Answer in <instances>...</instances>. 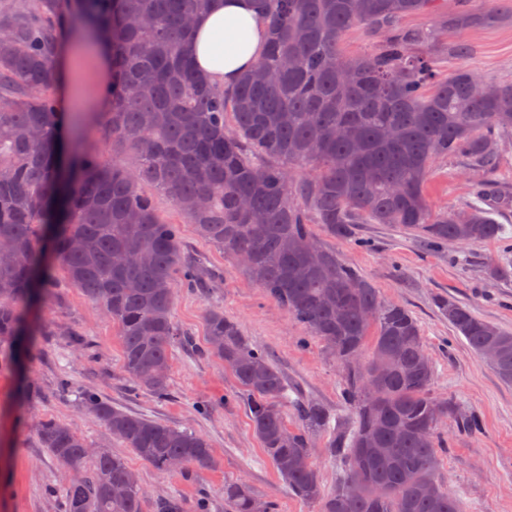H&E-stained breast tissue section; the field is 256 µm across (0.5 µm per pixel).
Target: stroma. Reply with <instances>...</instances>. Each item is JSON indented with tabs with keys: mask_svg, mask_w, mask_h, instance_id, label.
Here are the masks:
<instances>
[{
	"mask_svg": "<svg viewBox=\"0 0 512 512\" xmlns=\"http://www.w3.org/2000/svg\"><path fill=\"white\" fill-rule=\"evenodd\" d=\"M499 13L494 25L449 31L448 43H467L470 62L485 79H512V0H483ZM69 57L65 87L53 91L63 111L79 108L72 119V144L104 157H117L126 167L137 164L128 148L114 144L107 132L99 87L98 52L76 36L66 37ZM475 171L456 158L437 160L424 187L433 209L471 200ZM159 212L180 231L181 252L210 276L205 289L178 286L173 319L192 346L177 349L170 363L166 400L137 388L124 372L118 327L65 279H57L35 310L42 328L31 349L16 358L0 351V512H62V490L71 472L43 448L36 432L40 419L71 426L93 446L108 447L140 476L143 512H155L158 500L174 496L182 512H197L206 497L208 512H224V486L243 484L257 499L274 501L277 512H315L312 504L289 493L262 450L250 414L230 371L206 356L205 312L214 305L235 321L252 345L268 352L288 385L319 403L337 424L352 422L341 398V373L323 343L306 339L302 325L265 296L232 259L201 239L184 223L164 195H156ZM496 219L508 241L435 247L415 233L393 224H356L345 238L331 237L322 226L320 241L369 277L381 297L406 307L417 319L426 352L436 369L434 394L474 416L480 429L470 432L456 419L441 429L446 448L440 480L462 503L463 512H512V384L468 348L441 314L438 303L455 300L479 318L512 334V274L493 272V264L512 262V204ZM69 389H62L61 381ZM94 390L125 410L203 435L210 442L215 466L196 470L159 471L142 462L84 409L78 394Z\"/></svg>",
	"mask_w": 512,
	"mask_h": 512,
	"instance_id": "35a3bbf8",
	"label": "stroma"
}]
</instances>
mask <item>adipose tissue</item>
<instances>
[{"mask_svg":"<svg viewBox=\"0 0 512 512\" xmlns=\"http://www.w3.org/2000/svg\"><path fill=\"white\" fill-rule=\"evenodd\" d=\"M253 4L254 0H210L197 16L188 53L206 82L233 85L261 57L266 23Z\"/></svg>","mask_w":512,"mask_h":512,"instance_id":"1","label":"adipose tissue"}]
</instances>
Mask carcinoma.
Listing matches in <instances>:
<instances>
[{
	"label": "carcinoma",
	"mask_w": 512,
	"mask_h": 512,
	"mask_svg": "<svg viewBox=\"0 0 512 512\" xmlns=\"http://www.w3.org/2000/svg\"><path fill=\"white\" fill-rule=\"evenodd\" d=\"M208 0H35L0 8V345L18 349L38 332L30 308L57 269L120 329L122 363L139 388L169 395V363L191 340L172 316L176 274L187 287L204 273L183 260L179 229L157 212L152 193L169 196L198 235L234 260L269 297L342 364V399L354 409L348 430L318 403L288 394L277 366L218 306L207 309V353L224 362L247 397L253 430L288 491L316 512H462L440 482L435 366L421 328L403 306L383 301L373 283L316 237L352 224H396L444 244L475 245L504 234L490 201L495 146L512 133V80L490 99L468 96L476 71L468 48L448 30L497 22L498 15L456 0L434 14L433 0H256L268 20L267 52L232 91L195 72L186 53L193 18ZM435 15L404 28L408 15ZM362 26L370 50L348 56L346 32ZM111 53L107 98L112 142L132 150L135 168L95 151H67L51 89L66 33ZM461 62L448 74L438 60ZM345 135L336 137V130ZM463 159L481 170L463 209L436 211L424 185L436 160ZM448 324L512 383V334L454 300L439 303ZM375 326V336L368 334ZM79 403L112 439L157 470L172 461L207 469L215 454L202 435L123 411L95 391ZM299 421L288 428L285 412ZM345 470L322 488L311 435ZM44 448L79 478L63 489V512H142L140 478L106 448L91 449L68 424L37 426ZM358 477L363 492L342 494ZM126 485L122 496L112 487ZM226 512H275L245 486H224Z\"/></svg>",
	"instance_id": "cac0c4a2"
}]
</instances>
